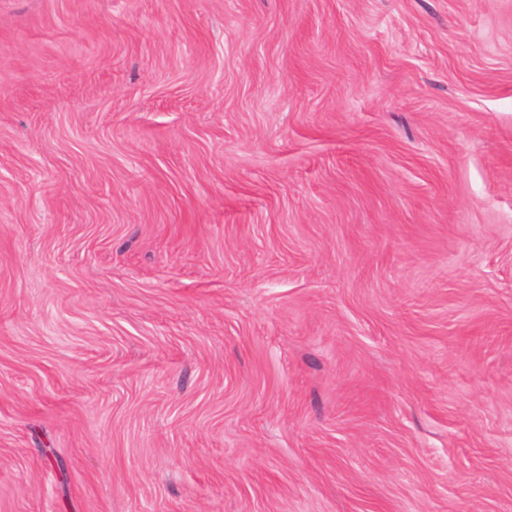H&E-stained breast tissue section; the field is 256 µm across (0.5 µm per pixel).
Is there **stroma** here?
Returning <instances> with one entry per match:
<instances>
[{"instance_id": "obj_1", "label": "stroma", "mask_w": 512, "mask_h": 512, "mask_svg": "<svg viewBox=\"0 0 512 512\" xmlns=\"http://www.w3.org/2000/svg\"><path fill=\"white\" fill-rule=\"evenodd\" d=\"M0 512H512V0H0Z\"/></svg>"}]
</instances>
